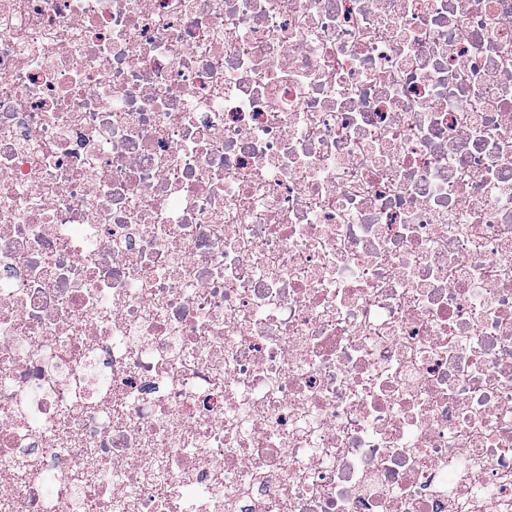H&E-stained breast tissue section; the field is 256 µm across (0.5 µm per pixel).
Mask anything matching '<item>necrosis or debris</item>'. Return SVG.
Here are the masks:
<instances>
[{
    "mask_svg": "<svg viewBox=\"0 0 512 512\" xmlns=\"http://www.w3.org/2000/svg\"><path fill=\"white\" fill-rule=\"evenodd\" d=\"M0 512H512V0H0Z\"/></svg>",
    "mask_w": 512,
    "mask_h": 512,
    "instance_id": "4bbe7bcc",
    "label": "necrosis or debris"
}]
</instances>
